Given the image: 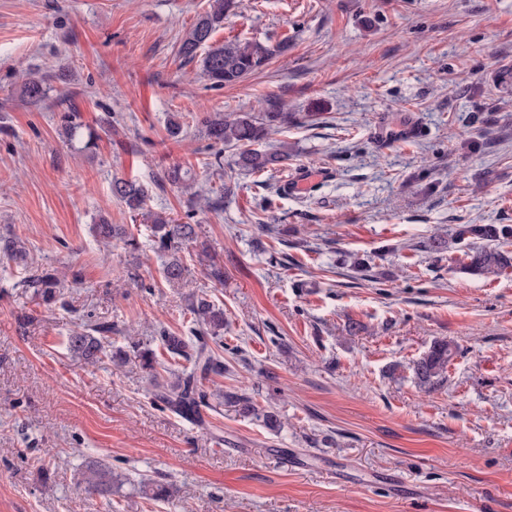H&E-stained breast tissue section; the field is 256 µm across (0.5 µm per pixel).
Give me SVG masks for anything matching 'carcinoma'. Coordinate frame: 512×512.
Instances as JSON below:
<instances>
[{
    "instance_id": "1",
    "label": "carcinoma",
    "mask_w": 512,
    "mask_h": 512,
    "mask_svg": "<svg viewBox=\"0 0 512 512\" xmlns=\"http://www.w3.org/2000/svg\"><path fill=\"white\" fill-rule=\"evenodd\" d=\"M238 0H208V8L186 30L180 40L178 53L185 59L193 60L198 51H204L201 58L202 75L214 87L235 85L249 75L260 70L275 55L284 52L288 44L265 45L252 41L214 40L216 32L224 27V17L237 7ZM49 78L30 71L22 76L21 94L31 102L42 101L49 89ZM297 116L291 112H268L260 108L254 112H206L200 119L204 135L215 144L234 146L239 149L237 164L253 172L267 169H284L288 167L291 152L283 143L278 148L263 151L253 148L275 131V126L294 122ZM60 129L67 139L76 136L82 129L77 122V114L64 111L59 117ZM162 180L171 185L193 190L188 182V172L174 165L165 170ZM112 197L135 213L144 209L146 192L144 187L132 178L114 176L111 184ZM213 207L220 204V199H210L193 190L187 203L195 206L199 200ZM150 230L154 238V246L159 252H173L185 242L194 239L195 227L192 224H178L174 220L158 213L150 217ZM96 241L104 244L112 243L119 238L125 244L136 245L135 239L127 234L121 224H113L101 215L92 226ZM479 237L488 245L467 253V263L462 269L468 274L477 276L497 275L506 268L512 267V256L501 251L494 243L512 238L511 224H464L456 231V240L465 236ZM163 275L168 282H179L184 279V267L180 260L171 257L163 266ZM24 286L34 289L43 301L51 303L60 296L62 280L56 274L44 271L23 280ZM191 326L189 335L177 336L166 330L159 331L157 339L163 348L174 358L184 361L181 369L172 370L162 367L157 371L155 353L150 349L142 350L139 343L132 345V353L121 349L112 350V326L94 323L87 319L68 336L70 351L84 360L95 363L106 357L117 366H123L131 358L140 361V366L149 370L150 379L156 388L155 399L164 408L188 419L200 427H205L202 410L213 409L210 403L211 394L204 389L203 381L211 374L224 375V360L209 341L217 347H224L221 336L224 335V312L205 296L192 302L189 309ZM455 354V347L445 340L435 341L429 350L412 363V371L418 383L428 390L441 386L445 381L448 363ZM168 373L164 377L161 372ZM219 404L235 407L244 415L261 418L268 426L277 424L276 414L257 408L251 397L246 394L224 393L217 395ZM85 483L88 489L104 493L112 488V467L104 460L89 466Z\"/></svg>"
}]
</instances>
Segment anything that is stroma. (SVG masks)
<instances>
[{"instance_id": "1", "label": "stroma", "mask_w": 512, "mask_h": 512, "mask_svg": "<svg viewBox=\"0 0 512 512\" xmlns=\"http://www.w3.org/2000/svg\"><path fill=\"white\" fill-rule=\"evenodd\" d=\"M207 3L0 0V236L24 250L0 257V512H512V268L462 273L454 239L512 225V0H244L216 40L288 49L223 88L178 54ZM23 69L50 73L43 102L21 98ZM67 105L96 134L86 151L58 132ZM260 105L317 115L263 142L293 149L287 168H239L193 121ZM172 165L202 193L229 186L223 209L157 185ZM299 170L309 187L283 192ZM116 175L195 224L182 283L111 198ZM100 214L139 250L102 254ZM38 269L63 275L62 304L23 287ZM201 293L224 311L208 389L247 394L279 429L223 405L201 431L159 408L137 361L68 348L89 316L113 348L167 360L157 330L183 334ZM437 339L457 353L428 391L411 365ZM98 458L106 496L82 480Z\"/></svg>"}]
</instances>
